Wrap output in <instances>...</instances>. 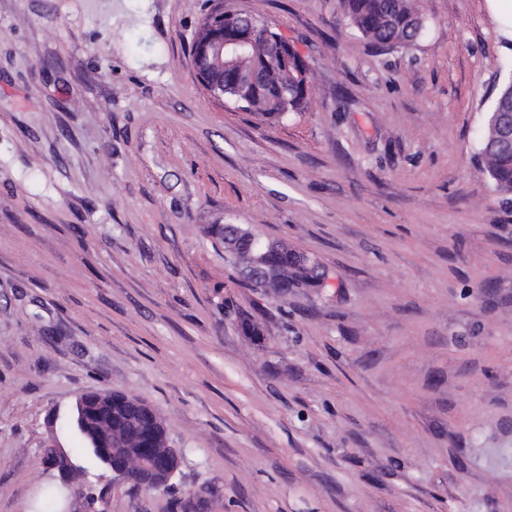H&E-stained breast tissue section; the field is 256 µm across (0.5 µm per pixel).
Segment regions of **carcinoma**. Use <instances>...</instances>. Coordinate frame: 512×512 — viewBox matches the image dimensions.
I'll return each mask as SVG.
<instances>
[{
  "instance_id": "1",
  "label": "carcinoma",
  "mask_w": 512,
  "mask_h": 512,
  "mask_svg": "<svg viewBox=\"0 0 512 512\" xmlns=\"http://www.w3.org/2000/svg\"><path fill=\"white\" fill-rule=\"evenodd\" d=\"M343 15L350 20L361 36L380 46H408L422 33L424 16L420 0H339ZM205 25L224 30V36L233 35L236 28L228 11H214L205 20ZM239 67L256 69L261 74V84L256 87L233 85L230 70L224 69V97L238 104L247 112H253L267 120H280L290 114L309 109L311 98L298 89L300 69L289 59L288 53L273 56L269 52L268 40L255 39L244 51ZM512 108V81L505 84L487 117L481 142V171L492 180L495 190L504 197L512 196V153L494 147L496 112ZM319 262L309 258L308 264L297 265L282 257L278 262V275L290 282L311 288L315 282ZM112 403V417L102 415L90 419L80 430L87 446L108 431L112 437L123 440L127 447H138L143 432L155 429V446L162 453L169 448L168 433L163 423L150 424L140 419L124 393L107 395Z\"/></svg>"
}]
</instances>
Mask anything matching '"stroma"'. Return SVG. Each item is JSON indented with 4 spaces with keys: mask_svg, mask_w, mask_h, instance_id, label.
I'll return each mask as SVG.
<instances>
[{
    "mask_svg": "<svg viewBox=\"0 0 512 512\" xmlns=\"http://www.w3.org/2000/svg\"><path fill=\"white\" fill-rule=\"evenodd\" d=\"M218 5L294 45L308 111L211 97ZM421 5L386 48L338 0H0V512H40L51 444L78 510L512 512V201L479 170L512 37L488 0ZM224 224L325 287H243ZM91 391L156 410L171 488L88 455ZM43 466L48 471H58L61 482L66 484L64 491L70 490V476L76 470V466L71 461L70 457L63 448L57 447L55 445H49L47 448H45Z\"/></svg>",
    "mask_w": 512,
    "mask_h": 512,
    "instance_id": "stroma-1",
    "label": "stroma"
}]
</instances>
